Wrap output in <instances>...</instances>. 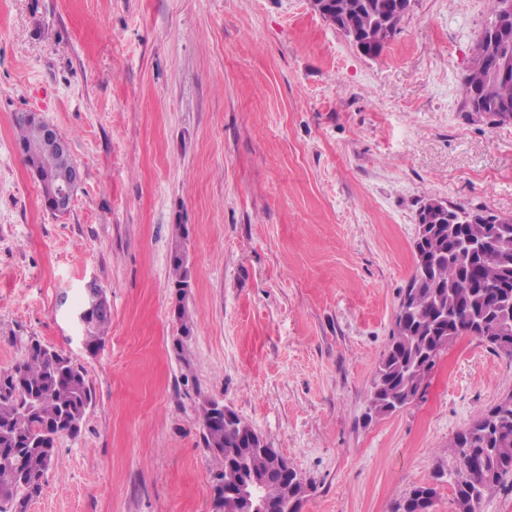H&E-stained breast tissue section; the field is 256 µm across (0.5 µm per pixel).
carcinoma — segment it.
<instances>
[{"instance_id":"carcinoma-1","label":"carcinoma","mask_w":512,"mask_h":512,"mask_svg":"<svg viewBox=\"0 0 512 512\" xmlns=\"http://www.w3.org/2000/svg\"><path fill=\"white\" fill-rule=\"evenodd\" d=\"M328 19L346 29L351 22L360 41L379 57L395 36L404 14L391 10L394 0H329ZM512 0H489L492 17L464 75L462 92L470 111L491 117L512 113V74L502 76L494 60L512 64V28L495 23ZM17 143L27 165L43 179L58 178L76 163L71 154L40 146L32 128L15 121ZM461 222L427 225L413 274L404 289L390 336L373 380L367 417H383L409 404L420 391L440 353L459 338L474 336L492 351L512 356V223L483 224L484 210L458 209ZM170 256L169 286L191 288V272L178 239ZM85 344L102 345L111 324V308L83 302ZM95 394L85 370L64 352L36 339L10 370L0 372V502L17 503L25 512L41 494L55 458V441L75 436ZM202 422H213L203 435L220 478L234 484L251 472L265 477L260 499L273 512H300L302 475L287 458L258 452L231 464L224 450L244 448L252 427L238 415L212 421L210 403L201 406ZM455 464L438 467L433 482L418 485L395 502L390 512H432L435 484L452 487L455 512H479L484 495L512 478V394L502 398L455 436Z\"/></svg>"}]
</instances>
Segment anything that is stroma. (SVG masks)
<instances>
[{
  "label": "stroma",
  "mask_w": 512,
  "mask_h": 512,
  "mask_svg": "<svg viewBox=\"0 0 512 512\" xmlns=\"http://www.w3.org/2000/svg\"><path fill=\"white\" fill-rule=\"evenodd\" d=\"M488 0H412L380 57L310 0H0V368L32 337L96 393L26 512H209L201 406L230 405L314 488L300 512H389L512 394L469 336L366 419L429 199L512 217V123L462 79ZM36 112L81 175L49 211L16 143ZM192 271L182 336L174 225ZM96 280L112 323L71 317Z\"/></svg>",
  "instance_id": "35a3bbf8"
}]
</instances>
